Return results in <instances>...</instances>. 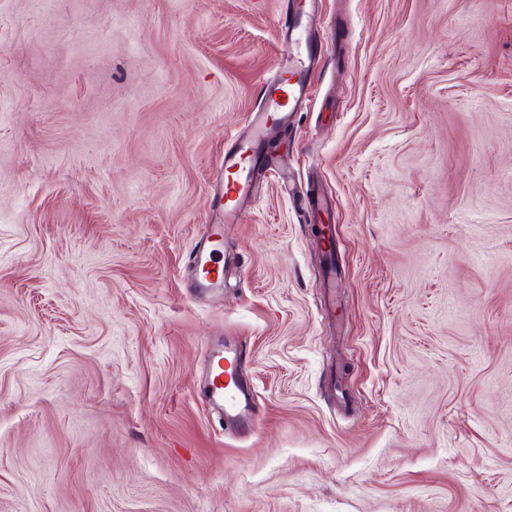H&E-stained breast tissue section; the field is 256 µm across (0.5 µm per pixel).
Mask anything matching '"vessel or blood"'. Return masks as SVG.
I'll list each match as a JSON object with an SVG mask.
<instances>
[{
	"instance_id": "obj_1",
	"label": "vessel or blood",
	"mask_w": 512,
	"mask_h": 512,
	"mask_svg": "<svg viewBox=\"0 0 512 512\" xmlns=\"http://www.w3.org/2000/svg\"><path fill=\"white\" fill-rule=\"evenodd\" d=\"M284 26L283 64L263 90L264 106L248 117L249 133L236 139L224 153L215 178L216 193L225 204L218 218L203 227V241L192 258L193 295L219 288L227 275L221 250L225 225L237 223L238 206L252 194V173L265 165L275 179L286 180L282 158L264 149L274 130L287 125L291 113L308 100L306 77L312 51V0H291ZM243 353L239 346L224 341L208 343L207 380L202 397L208 409L219 410L238 434L248 435L256 424V392L249 380L240 377Z\"/></svg>"
}]
</instances>
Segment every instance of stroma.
<instances>
[{
    "instance_id": "stroma-1",
    "label": "stroma",
    "mask_w": 512,
    "mask_h": 512,
    "mask_svg": "<svg viewBox=\"0 0 512 512\" xmlns=\"http://www.w3.org/2000/svg\"><path fill=\"white\" fill-rule=\"evenodd\" d=\"M287 2L0 0V512H512V0H318L293 191L186 291ZM205 361L207 380L202 397L208 409L219 410L239 435L251 434L256 424L257 396L254 385L241 375V349L224 341L208 342ZM226 371L235 372L236 379L224 383Z\"/></svg>"
}]
</instances>
